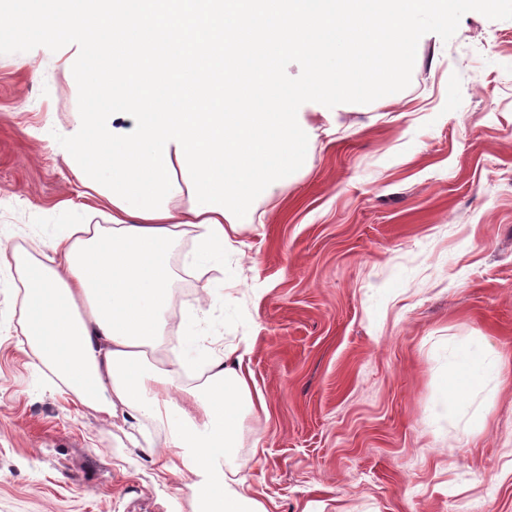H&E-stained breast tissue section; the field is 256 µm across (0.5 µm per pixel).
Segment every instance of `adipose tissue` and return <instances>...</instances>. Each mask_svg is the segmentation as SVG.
<instances>
[{
  "mask_svg": "<svg viewBox=\"0 0 512 512\" xmlns=\"http://www.w3.org/2000/svg\"><path fill=\"white\" fill-rule=\"evenodd\" d=\"M93 2L0 8L16 39L39 31L78 46L69 71L89 98L64 133L68 160L85 196L112 211L111 224L78 225L48 251L16 259L22 333L82 406L107 420L121 412L162 424L171 471L191 475L201 512H269L225 471L256 407L243 363L250 344L210 358L199 391L180 389L177 366L152 356L165 340L172 254L191 236L190 267L202 274L236 252L252 199L274 198L302 165L311 129L303 104L318 102L334 130L337 101L393 88L416 21L450 22L454 0H221L216 10L210 0H122L112 12L118 44L89 20ZM273 17L284 32L263 54L225 39L231 29L264 30ZM291 55L304 63L301 80L283 73ZM244 71L257 93L228 112L169 93L186 83L230 89ZM488 365L482 349L451 372L441 411L457 414Z\"/></svg>",
  "mask_w": 512,
  "mask_h": 512,
  "instance_id": "adipose-tissue-1",
  "label": "adipose tissue"
}]
</instances>
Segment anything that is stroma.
Wrapping results in <instances>:
<instances>
[{
  "label": "stroma",
  "mask_w": 512,
  "mask_h": 512,
  "mask_svg": "<svg viewBox=\"0 0 512 512\" xmlns=\"http://www.w3.org/2000/svg\"><path fill=\"white\" fill-rule=\"evenodd\" d=\"M87 101L39 32L0 30V239L38 254L106 224L55 142ZM301 171L257 201L243 254L195 277L172 257V319L202 354L250 339L253 395L230 478L270 512H512V0H457L421 23L393 92L338 103ZM227 284L218 294V284ZM18 279L0 272V512H198L147 446L166 429L103 420L33 356ZM494 363L436 414L472 351Z\"/></svg>",
  "instance_id": "obj_1"
}]
</instances>
